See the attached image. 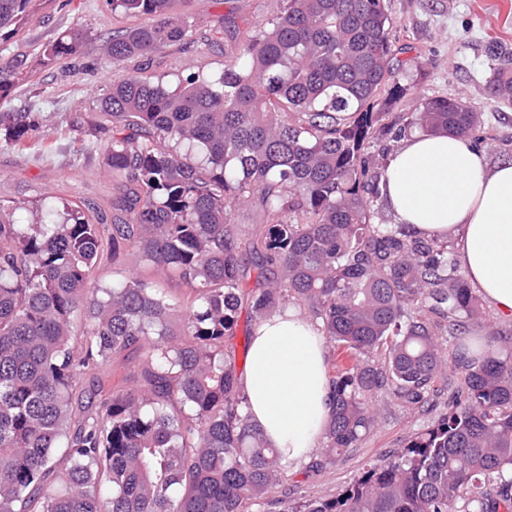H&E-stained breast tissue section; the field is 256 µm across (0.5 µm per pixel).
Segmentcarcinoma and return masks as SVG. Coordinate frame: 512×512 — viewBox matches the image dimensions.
<instances>
[{"label": "carcinoma", "instance_id": "1", "mask_svg": "<svg viewBox=\"0 0 512 512\" xmlns=\"http://www.w3.org/2000/svg\"><path fill=\"white\" fill-rule=\"evenodd\" d=\"M32 2L0 0V47ZM108 2L152 17L107 38L114 62L188 41L201 22L175 0ZM393 26L384 0H283L219 72L115 75L99 142L124 178L112 223L62 201L21 224L0 203V512H252L288 465L245 412L232 339L242 309L250 337L290 305L342 355L316 469L370 432L378 395L417 408L438 397L450 339L460 371L436 424L304 512H512V328L489 327L476 352L466 323L483 303L448 245L370 209L374 144L412 127L477 144L489 128L451 98L390 113L409 91ZM84 45L76 23L40 61ZM489 54L491 99L511 97L512 53ZM28 79L0 76V93ZM36 139L53 147L32 113L0 114V144ZM246 203L259 220L244 233L230 215ZM106 244L128 270L103 288ZM116 359L137 378L101 377Z\"/></svg>", "mask_w": 512, "mask_h": 512}]
</instances>
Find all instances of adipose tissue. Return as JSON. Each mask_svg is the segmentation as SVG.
Segmentation results:
<instances>
[{
    "mask_svg": "<svg viewBox=\"0 0 512 512\" xmlns=\"http://www.w3.org/2000/svg\"><path fill=\"white\" fill-rule=\"evenodd\" d=\"M380 190L396 223L420 237L454 239L472 287L512 317V159L491 165L464 137L416 131L392 153ZM243 384L251 422L283 462L307 459L329 416L321 321L292 307L261 321Z\"/></svg>",
    "mask_w": 512,
    "mask_h": 512,
    "instance_id": "ef3b65f1",
    "label": "adipose tissue"
}]
</instances>
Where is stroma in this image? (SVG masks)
Segmentation results:
<instances>
[{
    "instance_id": "35a3bbf8",
    "label": "stroma",
    "mask_w": 512,
    "mask_h": 512,
    "mask_svg": "<svg viewBox=\"0 0 512 512\" xmlns=\"http://www.w3.org/2000/svg\"><path fill=\"white\" fill-rule=\"evenodd\" d=\"M386 6L394 20L392 40L405 63L404 80L411 85L395 111L414 112L421 100L433 97L463 100L494 128L495 140L479 146L488 162L511 158L512 103L489 99L493 62L487 46L494 42L512 51V0H386ZM281 7V0H204L197 7L204 20L193 43L164 47L148 60L134 57L115 64L103 50L106 38L143 24V17L113 12L106 0H34L22 30L11 39L8 51L0 53V70L21 63L31 77L0 97V113L37 115L55 147L49 152L36 143L24 150L0 147V202L37 205L63 198L111 221L112 198L121 179L104 170L97 141L112 135L98 103L113 75L173 81L192 72L219 71L234 57V47L220 28L224 18L234 20L240 35L246 36L262 30ZM76 22L88 34L83 55L38 65L39 48ZM78 116L100 121L98 134L71 126ZM444 403L437 398L434 407L419 412L384 396L376 398L378 423L356 447L322 471H309L303 464L289 470L256 512H282L287 505L337 496L366 462L386 458L431 426Z\"/></svg>"
}]
</instances>
